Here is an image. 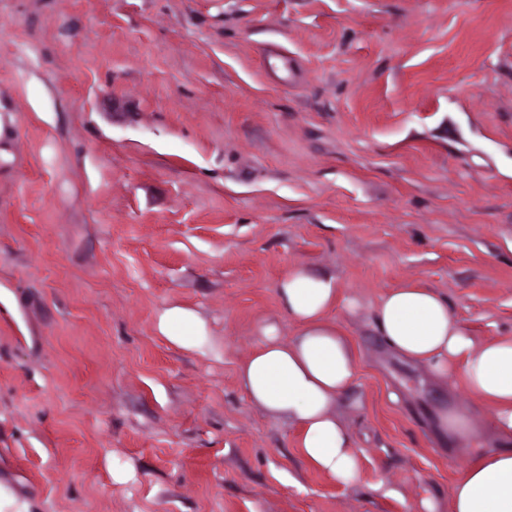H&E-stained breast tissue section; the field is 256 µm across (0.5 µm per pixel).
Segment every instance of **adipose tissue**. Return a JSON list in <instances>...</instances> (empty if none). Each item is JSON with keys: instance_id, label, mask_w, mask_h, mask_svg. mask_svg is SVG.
I'll list each match as a JSON object with an SVG mask.
<instances>
[{"instance_id": "obj_1", "label": "adipose tissue", "mask_w": 512, "mask_h": 512, "mask_svg": "<svg viewBox=\"0 0 512 512\" xmlns=\"http://www.w3.org/2000/svg\"><path fill=\"white\" fill-rule=\"evenodd\" d=\"M284 314L298 324L294 341L283 342L277 322L261 327V345L238 368L249 400L269 415L299 428L298 447L317 470L345 483L357 480L358 455L333 408L349 393L356 375L354 351L326 319L338 299L335 276L293 268L278 284ZM374 320L386 344L437 378L464 364L462 384L476 401L495 409L500 444L483 452L456 480L450 512H512V337L475 345L439 292L406 283L383 295ZM158 330L171 344L199 351L206 331L187 308L165 309Z\"/></svg>"}]
</instances>
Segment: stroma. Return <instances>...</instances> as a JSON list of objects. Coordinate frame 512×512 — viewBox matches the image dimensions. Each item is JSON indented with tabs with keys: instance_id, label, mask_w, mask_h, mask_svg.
<instances>
[{
	"instance_id": "1",
	"label": "stroma",
	"mask_w": 512,
	"mask_h": 512,
	"mask_svg": "<svg viewBox=\"0 0 512 512\" xmlns=\"http://www.w3.org/2000/svg\"><path fill=\"white\" fill-rule=\"evenodd\" d=\"M299 265L337 280L354 484L237 380L262 322L296 337ZM410 281L474 344L512 337V0H0L1 487L39 512H449L494 409L385 345L371 306ZM174 305L205 352L160 335ZM451 402L469 448L434 427Z\"/></svg>"
}]
</instances>
